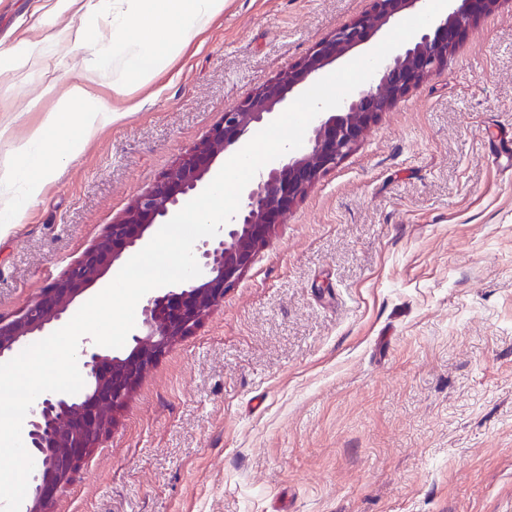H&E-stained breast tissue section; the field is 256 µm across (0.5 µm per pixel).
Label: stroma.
<instances>
[{"label": "stroma", "mask_w": 512, "mask_h": 512, "mask_svg": "<svg viewBox=\"0 0 512 512\" xmlns=\"http://www.w3.org/2000/svg\"><path fill=\"white\" fill-rule=\"evenodd\" d=\"M124 0H0V173ZM370 0H224L30 199L0 186V314L56 280L225 108ZM31 53L22 64L16 50ZM512 0L293 208L145 375L52 512H512Z\"/></svg>", "instance_id": "obj_1"}]
</instances>
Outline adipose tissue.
I'll return each mask as SVG.
<instances>
[{
    "label": "adipose tissue",
    "instance_id": "1",
    "mask_svg": "<svg viewBox=\"0 0 512 512\" xmlns=\"http://www.w3.org/2000/svg\"><path fill=\"white\" fill-rule=\"evenodd\" d=\"M150 23L137 38V49L127 54V74L136 83L151 82L184 45L224 10V0H132ZM79 113V135L58 136L72 113ZM111 109L92 97L84 82L74 81L59 100L56 111L45 127L32 137L37 150L28 154L22 166L29 194H37L49 179L56 164L79 153L84 137L102 122L110 121Z\"/></svg>",
    "mask_w": 512,
    "mask_h": 512
}]
</instances>
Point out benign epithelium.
<instances>
[{"mask_svg":"<svg viewBox=\"0 0 512 512\" xmlns=\"http://www.w3.org/2000/svg\"><path fill=\"white\" fill-rule=\"evenodd\" d=\"M426 0H372L371 10L336 29L297 64L224 110L206 137L187 148L145 192L137 196L101 237L17 315H0V360L32 336L62 319L75 300L121 262L144 247L190 196L215 178L224 152L241 147L255 129L288 108L291 97L319 78L325 68L364 47L399 17ZM501 0H450L410 42L393 50L374 81L332 109L318 114L306 145L283 154L260 171L242 192L237 213L214 237L193 247L201 274L173 288H161L141 310L138 329L125 354L81 345L78 361L90 379L88 392L43 394L33 402L23 435L35 471L20 512H51L58 490L112 429L151 367L175 343L191 335L251 268L256 254L288 214L362 142L366 131L413 87L447 62L460 39Z\"/></svg>","mask_w":512,"mask_h":512,"instance_id":"1","label":"benign epithelium"}]
</instances>
